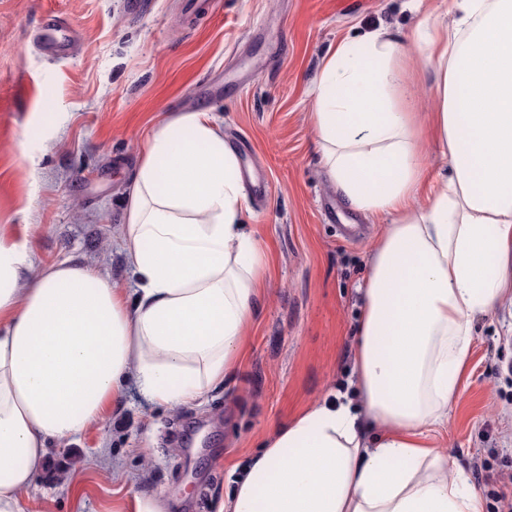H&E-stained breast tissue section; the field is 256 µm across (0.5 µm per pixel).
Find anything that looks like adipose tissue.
Wrapping results in <instances>:
<instances>
[{
    "mask_svg": "<svg viewBox=\"0 0 512 512\" xmlns=\"http://www.w3.org/2000/svg\"><path fill=\"white\" fill-rule=\"evenodd\" d=\"M417 48L434 71L425 122L395 99L400 36L344 42L314 84L312 121L349 208L392 216L368 261L354 356L359 398L279 428L224 512H484L427 427L457 399L474 315L512 300V0H450ZM451 169L425 206L421 144ZM243 179L218 119L178 112L143 144L119 228L133 285L72 261L38 266L0 226V512H20L49 442L105 419L135 386L175 409L243 355L264 254L243 230Z\"/></svg>",
    "mask_w": 512,
    "mask_h": 512,
    "instance_id": "adipose-tissue-1",
    "label": "adipose tissue"
}]
</instances>
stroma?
I'll return each mask as SVG.
<instances>
[{
  "mask_svg": "<svg viewBox=\"0 0 512 512\" xmlns=\"http://www.w3.org/2000/svg\"><path fill=\"white\" fill-rule=\"evenodd\" d=\"M196 2L0 0V225L38 264L71 258L127 286L116 233L141 146L190 109L221 119L228 145L248 141L244 221L266 254L261 310L223 385L177 409L127 389L103 425L50 446L22 512H219L264 441L351 376L357 288L386 219L347 207L328 178L313 84L343 38L382 25L411 42L419 12L447 23L449 0ZM47 12L76 30L66 56L33 44ZM401 69L427 118L431 68L410 49ZM430 436L467 472L512 463V304L475 317L459 396Z\"/></svg>",
  "mask_w": 512,
  "mask_h": 512,
  "instance_id": "obj_1",
  "label": "stroma"
}]
</instances>
